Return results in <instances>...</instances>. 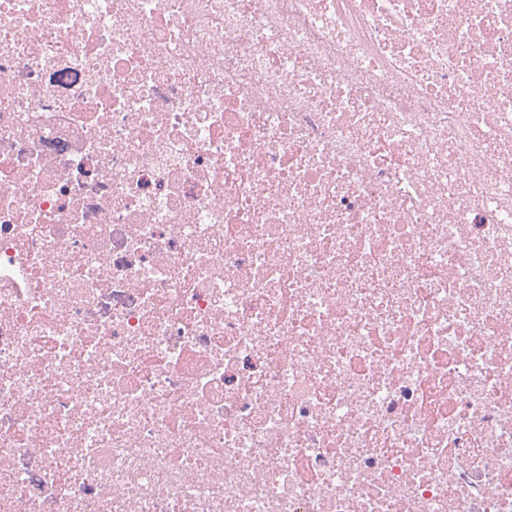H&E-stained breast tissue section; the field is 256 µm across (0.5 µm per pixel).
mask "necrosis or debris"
Returning a JSON list of instances; mask_svg holds the SVG:
<instances>
[{
	"label": "necrosis or debris",
	"instance_id": "obj_1",
	"mask_svg": "<svg viewBox=\"0 0 512 512\" xmlns=\"http://www.w3.org/2000/svg\"><path fill=\"white\" fill-rule=\"evenodd\" d=\"M0 512H512V0H0Z\"/></svg>",
	"mask_w": 512,
	"mask_h": 512
}]
</instances>
